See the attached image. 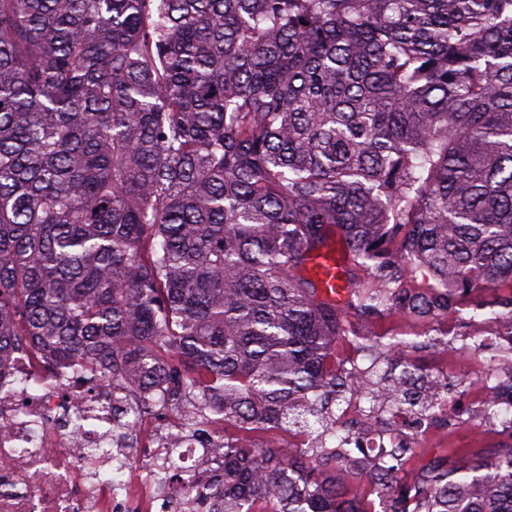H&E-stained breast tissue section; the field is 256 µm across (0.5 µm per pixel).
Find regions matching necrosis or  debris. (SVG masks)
<instances>
[{
	"mask_svg": "<svg viewBox=\"0 0 512 512\" xmlns=\"http://www.w3.org/2000/svg\"><path fill=\"white\" fill-rule=\"evenodd\" d=\"M493 383L478 380L471 388L476 403L494 396L512 412V359L494 363ZM42 360L23 353L0 368V512H206L202 484L213 475L224 434L212 430L207 450H199L165 408L143 414L133 431L113 441L114 461L122 479L112 485L93 479L100 460L103 418L111 417V385H92L75 368L63 364L43 383ZM87 425L76 430L74 419ZM180 441L183 456L169 478L156 477L155 464L171 442Z\"/></svg>",
	"mask_w": 512,
	"mask_h": 512,
	"instance_id": "necrosis-or-debris-1",
	"label": "necrosis or debris"
}]
</instances>
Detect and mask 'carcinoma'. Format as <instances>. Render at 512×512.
Listing matches in <instances>:
<instances>
[{
	"instance_id": "obj_1",
	"label": "carcinoma",
	"mask_w": 512,
	"mask_h": 512,
	"mask_svg": "<svg viewBox=\"0 0 512 512\" xmlns=\"http://www.w3.org/2000/svg\"><path fill=\"white\" fill-rule=\"evenodd\" d=\"M477 286L512 331V0H0V364L223 414L210 512H512V448L453 467L388 419L448 422L411 358L448 341L354 326ZM331 242L315 255L308 264L307 274L319 280L324 296L336 301L346 297V280L343 274L345 256L339 246Z\"/></svg>"
}]
</instances>
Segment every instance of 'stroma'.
<instances>
[{
    "mask_svg": "<svg viewBox=\"0 0 512 512\" xmlns=\"http://www.w3.org/2000/svg\"><path fill=\"white\" fill-rule=\"evenodd\" d=\"M492 295L489 291L477 288L462 301L461 319H438L426 324L403 314L381 317H368L357 320L356 327L365 336H396L406 340H422L427 328L433 327L446 332L447 348L431 349L416 353L415 358L427 372L445 375L448 379V392L455 395L459 405V419L450 423L434 442L428 443L427 452L451 453L464 459H493L496 451L488 443L475 440L468 427L469 421L481 420V411L468 400L466 379L475 371L497 357L494 341H486L476 352L465 350L466 337L475 332H494L497 324L487 303Z\"/></svg>",
    "mask_w": 512,
    "mask_h": 512,
    "instance_id": "stroma-1",
    "label": "stroma"
}]
</instances>
